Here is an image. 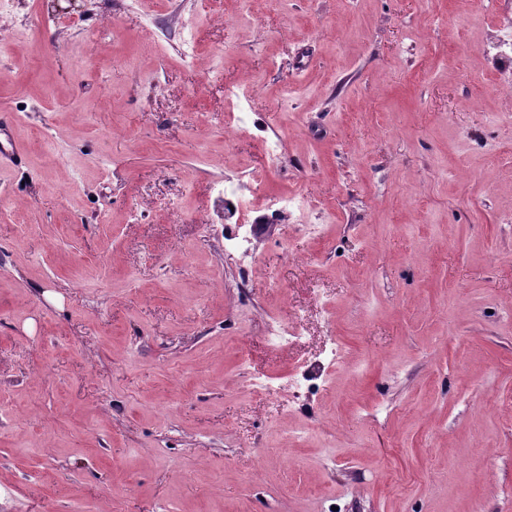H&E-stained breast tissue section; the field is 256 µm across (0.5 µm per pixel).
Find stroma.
Listing matches in <instances>:
<instances>
[{
  "label": "stroma",
  "instance_id": "1",
  "mask_svg": "<svg viewBox=\"0 0 512 512\" xmlns=\"http://www.w3.org/2000/svg\"><path fill=\"white\" fill-rule=\"evenodd\" d=\"M509 26L512 0H0V512H512ZM246 169L321 208H255L245 256ZM11 120L4 115L0 114V166L13 162L19 157L20 144H15L8 134V128ZM6 133V143L2 140L3 133Z\"/></svg>",
  "mask_w": 512,
  "mask_h": 512
}]
</instances>
